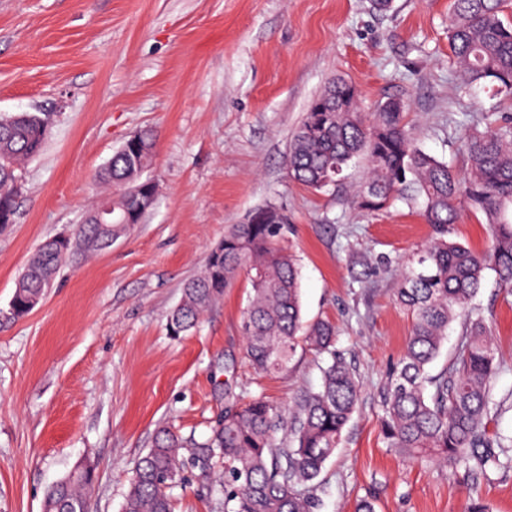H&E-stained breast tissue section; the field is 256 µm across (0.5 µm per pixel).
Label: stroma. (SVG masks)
<instances>
[{
  "label": "stroma",
  "instance_id": "stroma-1",
  "mask_svg": "<svg viewBox=\"0 0 512 512\" xmlns=\"http://www.w3.org/2000/svg\"><path fill=\"white\" fill-rule=\"evenodd\" d=\"M451 0H0V115L49 119L24 169L14 224L0 233V311L40 245L73 234L99 202L95 176L150 128L157 199L108 249L61 268L43 303L0 324V512H43L50 486L93 465L89 512H121L129 476L159 427L202 439L226 390L287 406L317 387L312 352L289 371L257 374L242 329L246 274L190 333H170L183 285L229 225L267 204L288 217L279 240L298 260L304 319H325L362 385L343 442L309 487L313 512H467L480 495L512 512V468L484 479L462 465L414 464L378 427L390 369L411 321L395 302L403 260L432 226L402 202L367 215L288 180L291 136L309 102L342 77L371 116L407 101L415 144L469 167L457 146L498 106L468 97L448 57ZM374 271L357 283L356 256ZM500 369L491 430L512 433V293L487 275L474 301ZM174 512H223L216 471L181 451Z\"/></svg>",
  "mask_w": 512,
  "mask_h": 512
}]
</instances>
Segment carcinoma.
<instances>
[{"label":"carcinoma","instance_id":"obj_1","mask_svg":"<svg viewBox=\"0 0 512 512\" xmlns=\"http://www.w3.org/2000/svg\"><path fill=\"white\" fill-rule=\"evenodd\" d=\"M504 0H454L448 47L464 89L491 85L512 100V23L500 17ZM408 104L389 98L371 120L363 118L356 87L332 79L308 105L288 148V178L318 191H336L364 212H380L399 199L417 209L436 236L403 265L397 304L411 317L412 330L384 393L380 426L387 447L417 463H464L484 475L501 469L512 434H491L496 406L491 383L498 372L482 314L467 310L491 271L512 291V123L469 129L458 152L470 167L460 177L445 161L411 140L404 121ZM48 133L41 112L0 116V232L15 221L22 189V163L36 156ZM151 129L137 133L138 163L155 158ZM367 163L362 189L350 191L343 172L352 161ZM137 170L132 156L115 153L99 179L112 185V224L78 226L73 245L45 243L19 277L6 321L33 311L61 266L78 252L106 248L141 221L138 201L124 194ZM464 208L485 216L490 245L477 252L448 239L449 226ZM283 217L275 205L252 211L231 225L213 248L200 276L183 288L169 329L189 331L224 296L241 268H249L250 297L244 316L247 353L261 372H281L298 350L318 357L321 383L303 390L286 408L262 398L244 405L231 396L224 413L201 441L190 440L194 459L224 464L220 484L224 512H312L304 488L335 454L361 396L359 381L336 350V328L324 319L303 320L297 259L278 245ZM466 316L460 345L441 373H429L448 336V326ZM185 441L167 428L137 461L121 512H171L170 489L184 480L180 450ZM93 469L81 468L54 483L45 512H87L86 490Z\"/></svg>","mask_w":512,"mask_h":512}]
</instances>
